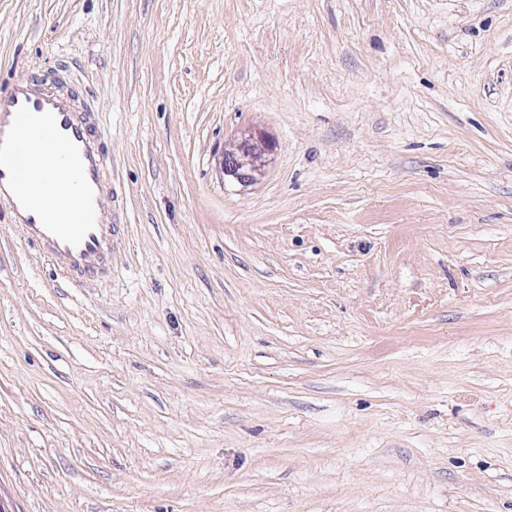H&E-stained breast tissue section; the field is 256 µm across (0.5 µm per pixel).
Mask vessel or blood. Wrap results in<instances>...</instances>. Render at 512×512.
Segmentation results:
<instances>
[{
    "instance_id": "vessel-or-blood-1",
    "label": "vessel or blood",
    "mask_w": 512,
    "mask_h": 512,
    "mask_svg": "<svg viewBox=\"0 0 512 512\" xmlns=\"http://www.w3.org/2000/svg\"><path fill=\"white\" fill-rule=\"evenodd\" d=\"M112 163L90 114L35 77L0 91V213L64 278L94 281L112 249Z\"/></svg>"
}]
</instances>
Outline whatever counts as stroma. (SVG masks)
I'll return each instance as SVG.
<instances>
[{"label": "stroma", "mask_w": 512, "mask_h": 512, "mask_svg": "<svg viewBox=\"0 0 512 512\" xmlns=\"http://www.w3.org/2000/svg\"><path fill=\"white\" fill-rule=\"evenodd\" d=\"M61 70L112 263L0 222V512H512V0H0ZM264 153L250 140L245 139L235 149L224 153V178L245 184L256 179L264 167Z\"/></svg>", "instance_id": "1"}]
</instances>
